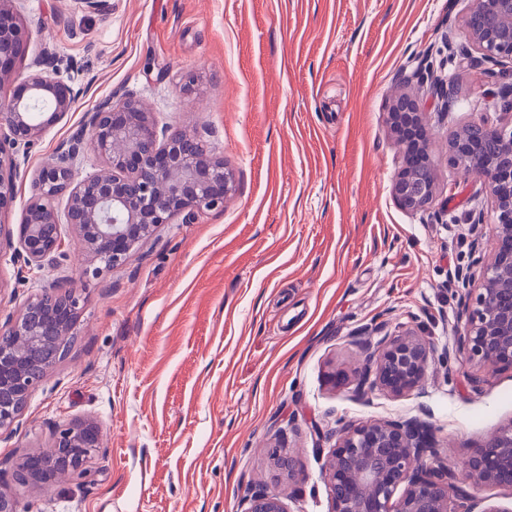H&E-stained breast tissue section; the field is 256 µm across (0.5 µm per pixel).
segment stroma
Wrapping results in <instances>:
<instances>
[{"label": "stroma", "mask_w": 512, "mask_h": 512, "mask_svg": "<svg viewBox=\"0 0 512 512\" xmlns=\"http://www.w3.org/2000/svg\"><path fill=\"white\" fill-rule=\"evenodd\" d=\"M466 12V0H20L17 71H57L76 101L16 157L0 209V326L49 287L79 295L81 311L64 359L0 433L1 493L23 512H243L260 487L289 512H330L325 451L345 422L424 416L456 468L512 424V369L462 363L464 299L449 282L491 251L495 215L446 141L473 121L512 124L498 85L458 54ZM421 58L456 105L419 98L437 190L413 213L390 193L400 151L386 118L395 93L415 92ZM129 94L221 158L233 197L176 215L98 276H81L74 242L58 267L21 274L16 231L36 169ZM381 321L447 351L421 393L357 395L352 335ZM73 421L101 428L87 473L44 489L19 481L17 457Z\"/></svg>", "instance_id": "1"}]
</instances>
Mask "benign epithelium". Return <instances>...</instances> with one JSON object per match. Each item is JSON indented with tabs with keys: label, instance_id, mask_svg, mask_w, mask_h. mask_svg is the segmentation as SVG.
<instances>
[{
	"label": "benign epithelium",
	"instance_id": "7a95c632",
	"mask_svg": "<svg viewBox=\"0 0 512 512\" xmlns=\"http://www.w3.org/2000/svg\"><path fill=\"white\" fill-rule=\"evenodd\" d=\"M17 0H0V79L17 83L9 99L0 100V207L10 198L4 172H15V154L28 148L51 125L71 111L75 94L56 73L38 70L26 76L14 66L25 52L27 36L17 20ZM469 36L466 59L485 66L501 85L500 99L512 109V0H467ZM429 68L418 61L410 79L446 107L447 83L428 82ZM388 130L401 150V166L391 184L399 207L421 211L435 193L431 132L417 99L396 98L388 112ZM103 158L107 169L84 177L73 168L82 147ZM448 162L464 176L482 181L496 213L490 256L479 259L475 273L462 268L451 281L467 288L460 331L461 360L489 369L512 367V126L470 123L448 143ZM38 195L28 204L20 224L19 257L29 269L58 266L65 257L62 225L68 224L89 266L82 275L96 276L100 267L125 263L173 216L185 211L224 208L234 193L232 173L196 137L174 128L160 133L143 103L132 95L104 103L88 115L77 140L61 145L35 174ZM66 197L65 213L56 200ZM79 298L45 289L7 323L0 340V433L13 430L30 392L64 357L55 337L72 334ZM382 335L377 341L372 337ZM364 373L359 387L379 388L400 397L418 388L436 349L411 331H388L377 323L358 334ZM100 448L94 422L59 426L50 445L21 457L19 477L46 483L47 469L62 463L82 475ZM467 479L512 491V424L490 434L464 459ZM325 479L331 512H512L497 504H481L459 485L454 471L428 440L425 425L383 420L350 424L332 448ZM401 496H395L399 487ZM245 512H287L277 494L256 490L246 496Z\"/></svg>",
	"mask_w": 512,
	"mask_h": 512
}]
</instances>
